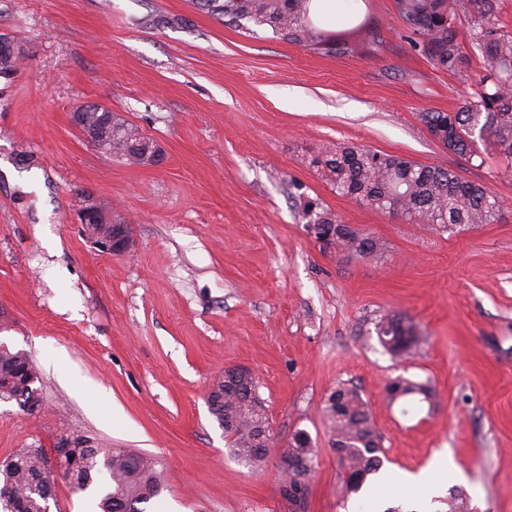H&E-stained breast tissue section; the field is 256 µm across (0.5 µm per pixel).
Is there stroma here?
Here are the masks:
<instances>
[{"label": "stroma", "mask_w": 512, "mask_h": 512, "mask_svg": "<svg viewBox=\"0 0 512 512\" xmlns=\"http://www.w3.org/2000/svg\"><path fill=\"white\" fill-rule=\"evenodd\" d=\"M373 17L368 55L325 56L247 30L191 0H0L23 55L0 77V342L39 372V407L0 401V460L59 438L153 455L145 512H285L279 464L296 431L316 452L304 512H406L392 480L449 454L435 512H512V162L449 153L419 120L449 112L456 78L414 50L395 0H339L336 26ZM122 114L162 150L129 166L70 121ZM358 144L485 186L491 224L438 233L336 195L308 160ZM89 190L132 228L133 253L100 252L76 211ZM381 239L349 259L305 229L306 201ZM400 313L424 341L392 358L376 325ZM247 366L275 436L262 469L235 457L207 395ZM432 403L390 401L389 381ZM354 386L383 465L343 491L327 399ZM386 389L392 400L422 396L421 401H428L430 397L429 389L426 386L402 377L389 382Z\"/></svg>", "instance_id": "obj_1"}]
</instances>
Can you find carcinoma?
<instances>
[{
	"label": "carcinoma",
	"mask_w": 512,
	"mask_h": 512,
	"mask_svg": "<svg viewBox=\"0 0 512 512\" xmlns=\"http://www.w3.org/2000/svg\"><path fill=\"white\" fill-rule=\"evenodd\" d=\"M498 0H396L399 23L413 46L439 69L452 73L465 87L473 76L464 65L456 16L469 21L471 39L479 46L482 76L477 91L465 94L453 112H423L419 119L429 134L448 151L471 162L481 139L499 154L512 158V35L496 26ZM202 10L230 22L247 20L282 40L322 55L368 54L378 42L372 22L365 18L346 30H328L310 12L311 0H192ZM85 129L98 135L106 154L126 164L137 163L133 134L138 127L116 115L104 127L102 112L90 105L81 109ZM336 194L352 197L382 214H398L408 221L448 231L466 224H490L499 212V201L478 183L462 179L441 166L419 165L408 159L380 154L360 145L330 147L311 160ZM307 231L325 244H334L346 256L373 258L383 251L380 240L344 227L331 212L308 205L303 215ZM380 343L394 357H408L421 336L402 314L383 317L376 327ZM38 373L26 353L0 351V400H16L32 412L39 405ZM391 399L430 397L429 389L398 377L389 382ZM336 452L346 493L361 490L368 476L381 467L379 436L358 391L336 386L328 399ZM224 423L233 454L252 467L260 466L268 450L253 440L270 427L257 391L256 380L239 378L224 389V402L211 410ZM68 443L65 480L74 488L96 487L101 512H144L141 505L159 494L162 472L147 454L124 448H95L76 436ZM48 456L41 448H22L0 463V490L17 495L12 512H49L54 482L46 479ZM313 470V449L303 431L293 434L281 458V491L287 496L303 490L308 496Z\"/></svg>",
	"instance_id": "1"
}]
</instances>
